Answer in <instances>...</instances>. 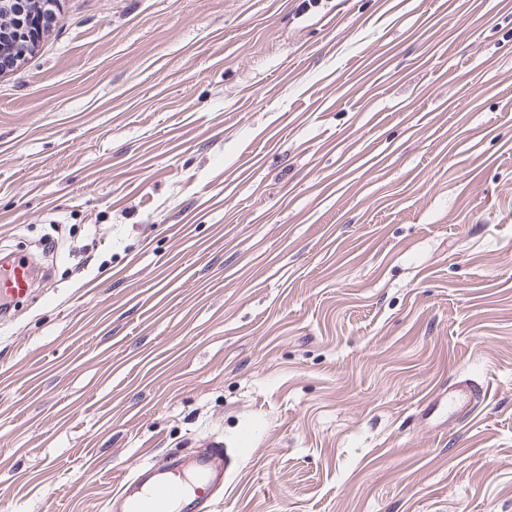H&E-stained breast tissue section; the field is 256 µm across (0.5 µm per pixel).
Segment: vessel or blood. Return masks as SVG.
Here are the masks:
<instances>
[{
	"label": "vessel or blood",
	"instance_id": "b4317fda",
	"mask_svg": "<svg viewBox=\"0 0 512 512\" xmlns=\"http://www.w3.org/2000/svg\"><path fill=\"white\" fill-rule=\"evenodd\" d=\"M29 266L0 262V311L29 291ZM486 396L484 386L462 384L448 395L449 415L467 418ZM230 469L224 448L173 453L143 465L112 492L107 512H208L216 491L223 489Z\"/></svg>",
	"mask_w": 512,
	"mask_h": 512
}]
</instances>
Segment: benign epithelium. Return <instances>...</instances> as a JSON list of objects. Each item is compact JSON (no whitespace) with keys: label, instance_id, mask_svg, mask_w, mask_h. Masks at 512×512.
<instances>
[{"label":"benign epithelium","instance_id":"benign-epithelium-1","mask_svg":"<svg viewBox=\"0 0 512 512\" xmlns=\"http://www.w3.org/2000/svg\"><path fill=\"white\" fill-rule=\"evenodd\" d=\"M57 0H0V67L9 68L32 51L51 26Z\"/></svg>","mask_w":512,"mask_h":512}]
</instances>
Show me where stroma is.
Wrapping results in <instances>:
<instances>
[{
  "label": "stroma",
  "mask_w": 512,
  "mask_h": 512,
  "mask_svg": "<svg viewBox=\"0 0 512 512\" xmlns=\"http://www.w3.org/2000/svg\"><path fill=\"white\" fill-rule=\"evenodd\" d=\"M0 253V512L215 444L211 512H512V0H58ZM32 270L29 266L2 260L0 263V311L7 313L14 301L26 295ZM486 396L484 386L475 384H462L457 386L454 391L448 393L446 405L448 407V416H455L459 419L467 418Z\"/></svg>",
  "instance_id": "obj_1"
}]
</instances>
